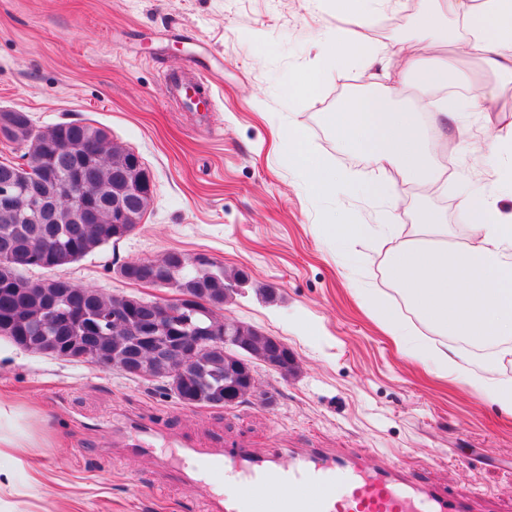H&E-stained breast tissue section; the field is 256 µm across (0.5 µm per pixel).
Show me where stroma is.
<instances>
[{"label":"stroma","instance_id":"35a3bbf8","mask_svg":"<svg viewBox=\"0 0 512 512\" xmlns=\"http://www.w3.org/2000/svg\"><path fill=\"white\" fill-rule=\"evenodd\" d=\"M420 0L382 15L385 42L403 41L388 70L437 56L414 39ZM349 26L331 0H0V110L25 112L36 129L81 121L148 168L153 194L136 230L63 269V277L112 296L175 301L171 288L126 281L132 261L168 251L204 254L249 280L224 316L288 344L289 376L257 365L258 393L224 407L181 405L159 387L88 362L34 354L0 339V402L25 437L0 452L13 467L0 512H211L207 497L158 456L131 454L120 432L137 423L162 442L200 448H322L372 462L389 458L473 497L479 508L512 512V413L405 359L362 308L370 283L399 307L388 280V248L375 239L347 255L326 245L327 224H377L385 203L309 191L288 158V127L306 130L319 154L362 182L367 160L338 146L324 115L350 95L383 92L386 81L344 68L316 96L299 77L323 64L316 42ZM202 72L215 88L198 112L167 94L168 76ZM504 117L474 118L468 140L448 135L432 154L439 183L395 203L401 228L422 210L441 216L452 241L463 181L492 183L485 156Z\"/></svg>","mask_w":512,"mask_h":512}]
</instances>
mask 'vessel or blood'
<instances>
[{
    "instance_id": "b4317fda",
    "label": "vessel or blood",
    "mask_w": 512,
    "mask_h": 512,
    "mask_svg": "<svg viewBox=\"0 0 512 512\" xmlns=\"http://www.w3.org/2000/svg\"><path fill=\"white\" fill-rule=\"evenodd\" d=\"M176 453L189 464L191 479L236 476L239 488L219 498V512H470L446 492L412 482L406 468L388 459L336 462L316 448H275L259 456L247 448L183 446ZM331 483L343 484L341 497L329 494ZM270 486L280 487V495L267 494Z\"/></svg>"
}]
</instances>
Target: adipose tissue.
Returning a JSON list of instances; mask_svg holds the SVG:
<instances>
[{"label": "adipose tissue", "mask_w": 512, "mask_h": 512, "mask_svg": "<svg viewBox=\"0 0 512 512\" xmlns=\"http://www.w3.org/2000/svg\"><path fill=\"white\" fill-rule=\"evenodd\" d=\"M416 37L448 47L451 54L435 66L410 65L407 74L395 79L393 92L407 84L418 90L472 84L480 88L479 94L438 104L430 115L433 128L450 124L462 136L467 132L466 115L502 112V98L512 89V0H439L419 12ZM392 52L380 43L370 53H361L359 42L341 32L322 39L324 58L339 67L355 61L369 68ZM465 56L474 58L473 68H460ZM326 120L335 126L341 145L365 156L381 177L367 185L330 164L314 162L306 132L291 129L288 154L316 193L362 191L384 200L440 180L418 113L390 110L385 96L366 95L347 100L340 110L327 113ZM490 165L497 173L494 191L475 184L462 191L459 221L469 228L465 243H450L447 225L431 215L415 225L411 237L395 246L386 261L391 283L422 323L438 335L487 349L486 375L461 372L456 350L432 347L416 336L400 310L374 289H358L357 296L405 357L437 374L456 375L512 411V378L494 375L499 363L512 358V213L497 205L498 196L512 197V146L493 150Z\"/></svg>", "instance_id": "obj_1"}]
</instances>
